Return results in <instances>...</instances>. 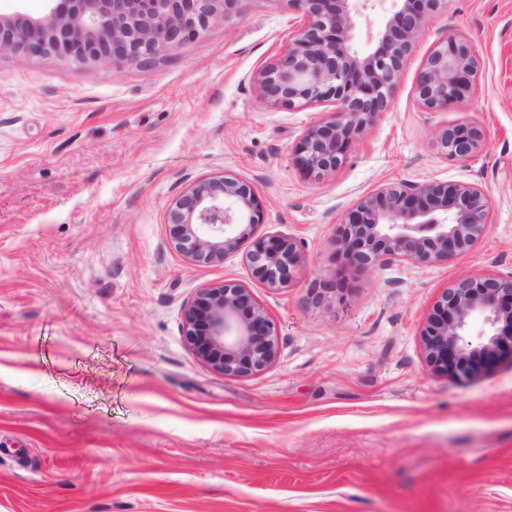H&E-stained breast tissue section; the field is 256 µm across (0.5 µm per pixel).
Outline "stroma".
Wrapping results in <instances>:
<instances>
[{"instance_id": "stroma-1", "label": "stroma", "mask_w": 512, "mask_h": 512, "mask_svg": "<svg viewBox=\"0 0 512 512\" xmlns=\"http://www.w3.org/2000/svg\"><path fill=\"white\" fill-rule=\"evenodd\" d=\"M300 24L289 0H248L149 69L0 58V512H512V361L460 383L422 336L457 280L512 274V0H443L390 112L321 180L296 148L326 106L273 107L255 81ZM449 35L481 75L431 112L415 77ZM456 125L479 136L469 157L439 146ZM225 174L258 192L253 240L297 239L287 286L241 249L194 266L172 248L174 198ZM430 180L489 189L476 246L337 282L345 213ZM227 281L277 327L248 376L183 336L186 305Z\"/></svg>"}]
</instances>
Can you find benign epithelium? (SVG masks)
I'll return each instance as SVG.
<instances>
[{
    "mask_svg": "<svg viewBox=\"0 0 512 512\" xmlns=\"http://www.w3.org/2000/svg\"><path fill=\"white\" fill-rule=\"evenodd\" d=\"M245 0H45L44 12L0 13V57L52 58L78 68L126 64L149 67L198 38L213 23L241 12ZM303 23L284 54L261 68L262 97L288 110L330 105L307 127L298 157L320 180L336 172L352 145L392 107L404 66L431 13L442 0H392L377 46L353 48L354 32L372 0H289ZM479 59L473 45L448 36L425 57L415 96L428 111L465 103L475 88ZM472 129L447 128L445 153L469 156ZM255 188L233 175L193 183L172 202L170 242L193 265L212 264L249 239L260 223ZM490 224V192L464 182L385 184L362 198L338 224L343 260L339 279L406 261L446 262L471 251ZM299 258L291 235L274 234L246 253L252 273L270 288L292 279ZM481 323L477 346L463 342ZM183 333L196 356L224 375H250L277 355V329L249 289L224 283L200 290L185 309ZM429 363L466 382L477 363L512 358V274L480 273L446 289L423 333Z\"/></svg>",
    "mask_w": 512,
    "mask_h": 512,
    "instance_id": "obj_1",
    "label": "benign epithelium"
}]
</instances>
